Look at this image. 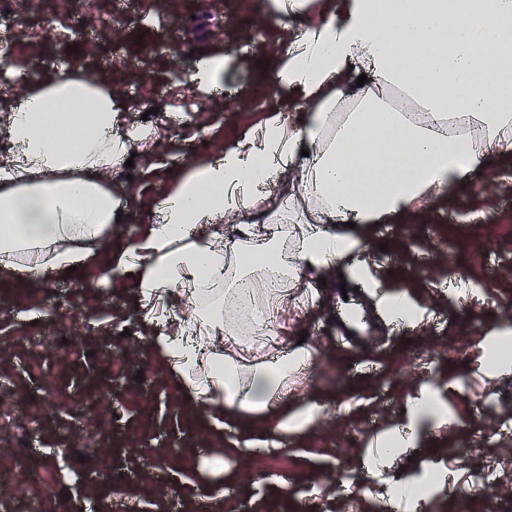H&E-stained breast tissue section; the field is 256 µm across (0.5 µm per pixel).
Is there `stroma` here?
Instances as JSON below:
<instances>
[{
    "label": "stroma",
    "mask_w": 512,
    "mask_h": 512,
    "mask_svg": "<svg viewBox=\"0 0 512 512\" xmlns=\"http://www.w3.org/2000/svg\"><path fill=\"white\" fill-rule=\"evenodd\" d=\"M8 11L25 20L0 21L11 47L0 75L16 73L12 92L62 69L97 75L125 110L119 134L146 126L154 135L133 167L112 172L131 209L99 261L62 280L0 281V512H21L34 489L46 512H200L216 495L220 512H386L393 478L430 475L444 479L430 512H512V432L498 427L512 418V364L483 358L512 333V156L366 241L378 292H405L422 310L420 330L374 313L340 342L342 290L360 285L346 263L289 313L287 334L249 345L248 359L301 339L313 347V368L288 382V405L314 403L321 415L307 433L242 448L261 419L216 430L152 351L132 279H105L104 266L151 223L163 190L156 164L209 159L272 119V73L299 25L320 21L323 0H305L284 24L271 0H222L217 11L205 0H28L22 9L0 0V17ZM199 49L224 56L223 99L185 80ZM455 274L473 285L472 299L444 289ZM422 398L438 401L444 427L418 429L414 446L367 472L371 439L403 425ZM20 454L38 486L8 479ZM86 456L111 467V479L93 475ZM490 460L502 481L475 490Z\"/></svg>",
    "instance_id": "35a3bbf8"
}]
</instances>
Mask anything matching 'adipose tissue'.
I'll return each mask as SVG.
<instances>
[{
	"label": "adipose tissue",
	"instance_id": "adipose-tissue-1",
	"mask_svg": "<svg viewBox=\"0 0 512 512\" xmlns=\"http://www.w3.org/2000/svg\"><path fill=\"white\" fill-rule=\"evenodd\" d=\"M510 30L512 0H484L477 17L471 0H326L322 21L304 27L273 77L302 99L301 118L280 109L237 148L160 173L158 222L107 273L132 275L148 311L173 289L188 293L190 316L155 321L149 341L216 425L245 413L284 436L313 425V405L283 403L313 349L235 358L243 338L225 307L269 260L284 282L274 309L287 313L290 297L309 296L308 276L341 264L372 227L511 155L512 43L486 48ZM395 90L413 112L390 105ZM122 112L101 77L51 74L0 113L11 154L0 166L1 281L97 260L120 211L107 176L149 140L144 130L117 134ZM362 172L377 176L372 192L357 187ZM284 173L288 195H264ZM235 222L245 241L228 249L222 226Z\"/></svg>",
	"mask_w": 512,
	"mask_h": 512
}]
</instances>
